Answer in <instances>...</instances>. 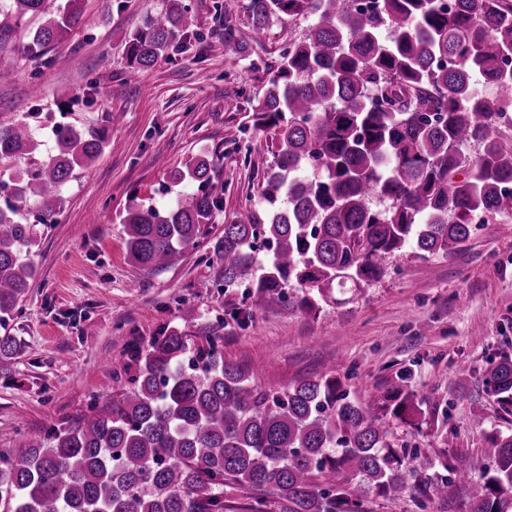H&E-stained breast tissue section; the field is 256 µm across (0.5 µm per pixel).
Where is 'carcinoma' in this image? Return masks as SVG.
I'll return each instance as SVG.
<instances>
[{
	"mask_svg": "<svg viewBox=\"0 0 512 512\" xmlns=\"http://www.w3.org/2000/svg\"><path fill=\"white\" fill-rule=\"evenodd\" d=\"M80 2L52 10L48 0H10L0 40L29 16L41 23L26 51L59 42L80 23ZM248 9L258 37L282 14L315 21L284 50L253 109L254 126L274 131V163L263 212L224 218V235L210 241L224 287L279 306L293 286L310 313L335 290L378 280L383 261L407 246L421 258L446 256L475 219L512 215V147L495 112L512 105V0H382L370 11L353 0H248ZM194 26L183 0H169L129 38L132 71ZM52 135L53 153L39 160L27 120L0 127V160L32 165L0 206V361L23 352L7 323L37 274L35 225L23 210L55 223L74 167L106 144L100 128L59 123ZM213 166L202 156L173 167L170 184L199 189L162 209H126L127 251L139 267L164 268L200 245L222 210L219 195L203 190ZM483 384L512 412V356L492 362ZM420 413L399 382L364 401L334 373L263 386L224 359L220 341L171 330L138 352L118 393L20 448H0V512H237L238 495L249 512H359L372 493L446 502L462 489L468 512H512V433L458 466L421 461L395 447L387 420L411 425Z\"/></svg>",
	"mask_w": 512,
	"mask_h": 512,
	"instance_id": "1",
	"label": "carcinoma"
}]
</instances>
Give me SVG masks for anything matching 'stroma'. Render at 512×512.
<instances>
[{"label":"stroma","instance_id":"35a3bbf8","mask_svg":"<svg viewBox=\"0 0 512 512\" xmlns=\"http://www.w3.org/2000/svg\"><path fill=\"white\" fill-rule=\"evenodd\" d=\"M183 2L195 19L190 49L171 48L136 74L125 44L167 0H83L81 24L38 56L23 49L36 20L0 43V64L14 71L0 82V126L29 117L42 158L58 123L96 126L107 138L97 160L64 184L56 223L36 227L37 276L9 323L24 351L0 365V448L19 447L28 433L111 395L153 336L182 329L195 340L223 338L225 360L269 387L336 371L351 396L367 399L403 382L422 413L415 425L396 424L397 442L455 465L480 455L490 436L512 432V414L494 413L481 382L491 362L512 355V222L478 225L445 256L395 253L355 298L312 313L225 288L204 244L152 272L128 260L120 213L135 204L165 207L167 170L200 152L216 160L209 188L223 201L211 237L223 234L225 216L262 210L272 135L254 127L252 109L284 49L312 22L276 18L258 37L248 0ZM228 31L238 53L224 50ZM61 88L70 100L57 97ZM189 306L198 314L190 324ZM467 508L463 495L423 503L410 492L361 505L362 512Z\"/></svg>","mask_w":512,"mask_h":512}]
</instances>
